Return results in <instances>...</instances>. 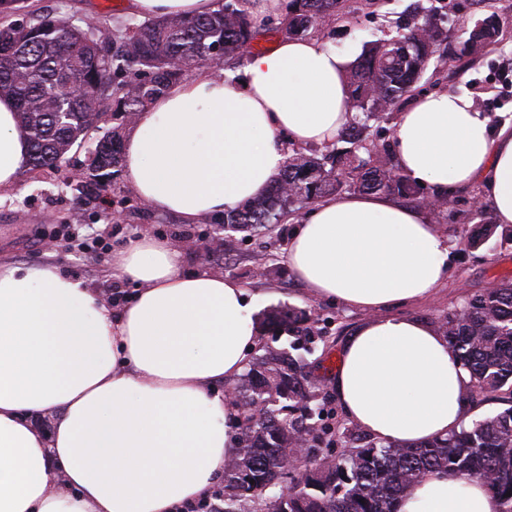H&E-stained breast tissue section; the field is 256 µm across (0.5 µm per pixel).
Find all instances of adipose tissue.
I'll use <instances>...</instances> for the list:
<instances>
[{
  "instance_id": "obj_1",
  "label": "adipose tissue",
  "mask_w": 512,
  "mask_h": 512,
  "mask_svg": "<svg viewBox=\"0 0 512 512\" xmlns=\"http://www.w3.org/2000/svg\"><path fill=\"white\" fill-rule=\"evenodd\" d=\"M133 14L199 16L216 0H130ZM348 60L321 42L279 40L235 72L170 85L131 124L123 172L135 194L187 223L222 216L278 177L288 144L332 143L350 108ZM396 165L432 193L479 185L512 224V132H492L470 98H417L399 113ZM28 133L0 98V191L31 167ZM449 241L428 208L348 194L296 224L287 261L313 297L368 312L343 343L331 384L345 415L385 443L460 429L472 385L446 336L390 314L448 275ZM183 253L148 235L114 256L131 299L112 309L56 266L0 262V512H183L211 495L239 451V409L218 388L257 346L244 286L181 270ZM54 421L43 432L36 417ZM398 512H500L486 483L431 472Z\"/></svg>"
}]
</instances>
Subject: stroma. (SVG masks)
Instances as JSON below:
<instances>
[{"label":"stroma","mask_w":512,"mask_h":512,"mask_svg":"<svg viewBox=\"0 0 512 512\" xmlns=\"http://www.w3.org/2000/svg\"><path fill=\"white\" fill-rule=\"evenodd\" d=\"M128 2L116 0L109 6L105 0H24L20 15L25 19L64 15L74 24L91 21L120 36L136 20ZM412 2L386 0L376 6L370 0H342L339 18L320 38L348 60H355L365 42L410 21ZM492 13L500 20L496 42L470 53L466 41L471 29ZM434 22L444 38L414 96L463 93L488 118L491 129L512 124V0H442ZM115 125L111 116L102 117L98 130L89 133L84 146L73 148L66 163L54 170L28 171L18 189L0 194V260L27 267L55 265L85 280L103 298L121 302L131 296L133 287L113 275V253L141 233L168 240L182 249L184 272L219 267L226 277L246 288L256 301L255 319L264 327L262 345L280 348L288 343L287 337H275L267 327L272 312L288 307L314 309L318 318L315 331L326 337L327 345L324 352L309 356L308 371L314 380L326 379L327 357L335 354L368 315L338 301L309 296L286 260L293 220L285 219L272 234L245 235L227 252L219 248L208 254L188 247V240L220 239L224 233L216 222L201 219L188 224L154 209L133 194L123 174L108 177L100 191L73 178V171L83 168L99 135ZM477 195L474 188L458 189L450 194L447 207L432 210L433 222L450 240L449 277L430 297L395 305V313L431 322L458 308L468 295L512 279V242L497 234L478 248L467 245L478 226L465 223L464 218Z\"/></svg>","instance_id":"1"}]
</instances>
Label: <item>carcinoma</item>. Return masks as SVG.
I'll list each match as a JSON object with an SVG mask.
<instances>
[{
	"label": "carcinoma",
	"mask_w": 512,
	"mask_h": 512,
	"mask_svg": "<svg viewBox=\"0 0 512 512\" xmlns=\"http://www.w3.org/2000/svg\"><path fill=\"white\" fill-rule=\"evenodd\" d=\"M430 5L417 6L421 20L395 37L369 44L353 62L347 80L348 120L336 141L342 152L322 157L294 153L266 194L224 213V246L233 233L267 231L330 192L350 185L358 192L412 196L425 202L416 185L398 173L388 151L358 158L367 120L390 114L410 96L440 33L429 25ZM339 0H287L280 24L267 29L299 38L339 16ZM250 0H218V8L197 17L146 18L125 36L102 34L73 24L64 16L37 17L0 26V97L16 103L30 135L32 169H52L81 146L112 101V116L133 121L166 88L207 62L233 64L252 48L258 29ZM494 13L470 32L471 46L495 41ZM118 130L101 137L89 153L82 177L96 179L121 165ZM483 235L468 238L477 248L497 225L486 206L473 211ZM312 313L282 310L269 324L296 333L288 346L264 349L235 385L241 409L240 452L224 469V512H242V503L258 502L261 512H397L405 491L428 472H450L487 479L501 503L512 512V280L471 295L459 310L436 317L435 326L471 373L472 395H507L508 407L475 419L444 437L419 445L383 444L341 421L323 424L326 395L305 371L313 353ZM260 405L256 420L252 409ZM341 441L348 452L312 463L288 489L280 488L287 466L283 449L299 436L314 448L313 433Z\"/></svg>",
	"instance_id": "cac0c4a2"
}]
</instances>
